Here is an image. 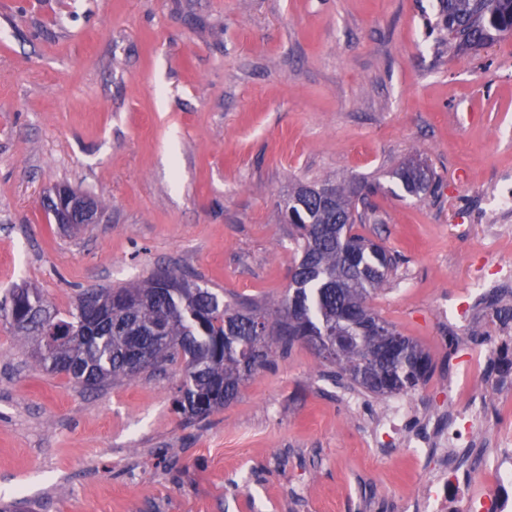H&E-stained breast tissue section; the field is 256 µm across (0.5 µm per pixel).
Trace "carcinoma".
<instances>
[{"mask_svg":"<svg viewBox=\"0 0 512 512\" xmlns=\"http://www.w3.org/2000/svg\"><path fill=\"white\" fill-rule=\"evenodd\" d=\"M448 42L482 48L512 32V0H443ZM393 177L411 196L426 193L435 174L422 160L401 163ZM378 187L353 180L297 183L279 203L295 245L296 278L288 294L263 302L225 300L194 271L153 269L136 283L91 288L82 295L112 304V315L78 306L63 316L30 288H15L0 318L34 346L38 365L84 388L132 381L180 364L173 404L188 419L205 420L238 398L253 373L271 367L304 339L318 357L367 393H409L429 378L422 347L381 318L368 300L384 289L399 258L354 231L370 220L361 194ZM375 319L406 342L393 355L386 337L365 326Z\"/></svg>","mask_w":512,"mask_h":512,"instance_id":"obj_1","label":"carcinoma"}]
</instances>
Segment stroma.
I'll use <instances>...</instances> for the list:
<instances>
[{
	"mask_svg": "<svg viewBox=\"0 0 512 512\" xmlns=\"http://www.w3.org/2000/svg\"><path fill=\"white\" fill-rule=\"evenodd\" d=\"M441 0H0V297L37 289L61 313L88 288L192 269L222 296H281L295 251L277 203L296 181L381 183L360 233L401 256L371 308L435 371L403 429L448 421L467 352L512 344L471 294L512 239L487 246L512 174V33L463 53ZM434 192L391 176L411 156ZM104 205L74 231L44 191ZM306 344L254 373L209 420L173 409L179 366L84 389L38 368L0 320V506L19 512H421L437 458L371 427L389 397L335 383Z\"/></svg>",
	"mask_w": 512,
	"mask_h": 512,
	"instance_id": "1",
	"label": "stroma"
}]
</instances>
